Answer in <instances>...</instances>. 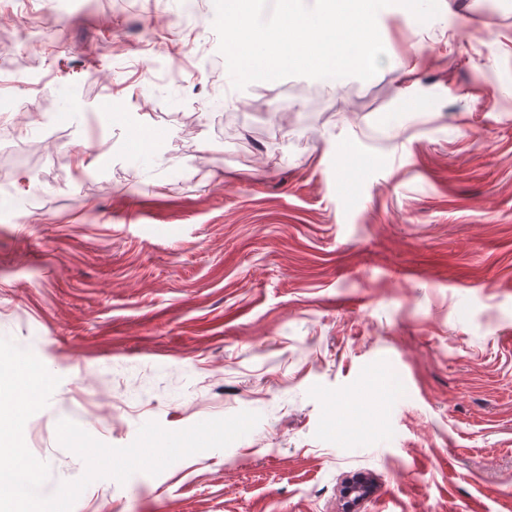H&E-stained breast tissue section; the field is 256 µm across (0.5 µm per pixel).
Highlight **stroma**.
Segmentation results:
<instances>
[{
	"label": "stroma",
	"instance_id": "35a3bbf8",
	"mask_svg": "<svg viewBox=\"0 0 512 512\" xmlns=\"http://www.w3.org/2000/svg\"><path fill=\"white\" fill-rule=\"evenodd\" d=\"M185 3L39 0L32 31L0 0V337L60 379L42 494L85 470L60 420L124 447L252 411L73 512H512V0L391 5L371 79L242 90L213 0L147 59Z\"/></svg>",
	"mask_w": 512,
	"mask_h": 512
}]
</instances>
